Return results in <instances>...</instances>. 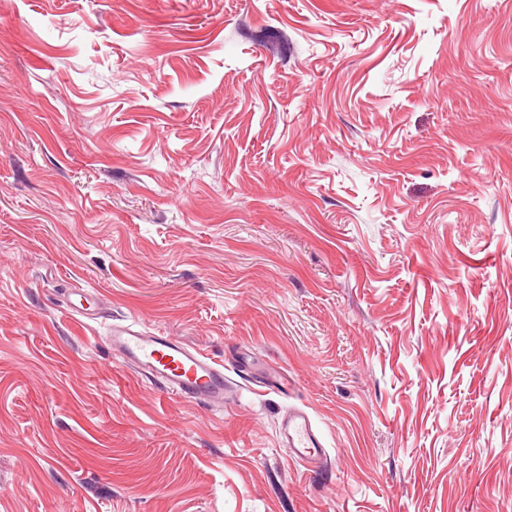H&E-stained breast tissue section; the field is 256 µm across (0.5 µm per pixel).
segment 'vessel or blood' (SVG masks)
Masks as SVG:
<instances>
[{
  "mask_svg": "<svg viewBox=\"0 0 512 512\" xmlns=\"http://www.w3.org/2000/svg\"><path fill=\"white\" fill-rule=\"evenodd\" d=\"M109 346L141 374L160 379L166 393L206 403L224 398V366L201 351L177 344L157 330L133 324L113 325ZM282 447L302 461H322V444L309 414L289 411L279 428Z\"/></svg>",
  "mask_w": 512,
  "mask_h": 512,
  "instance_id": "b4317fda",
  "label": "vessel or blood"
}]
</instances>
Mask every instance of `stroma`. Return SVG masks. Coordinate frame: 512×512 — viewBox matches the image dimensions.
Masks as SVG:
<instances>
[{
  "label": "stroma",
  "mask_w": 512,
  "mask_h": 512,
  "mask_svg": "<svg viewBox=\"0 0 512 512\" xmlns=\"http://www.w3.org/2000/svg\"><path fill=\"white\" fill-rule=\"evenodd\" d=\"M0 512H512V0H0ZM109 346L141 374L160 379L166 394L206 403L224 401V365L201 351L173 342L160 331L114 324ZM279 435L282 447L288 448L289 454L314 465L322 461V444L305 410L295 408L289 411L280 425Z\"/></svg>",
  "instance_id": "1"
}]
</instances>
